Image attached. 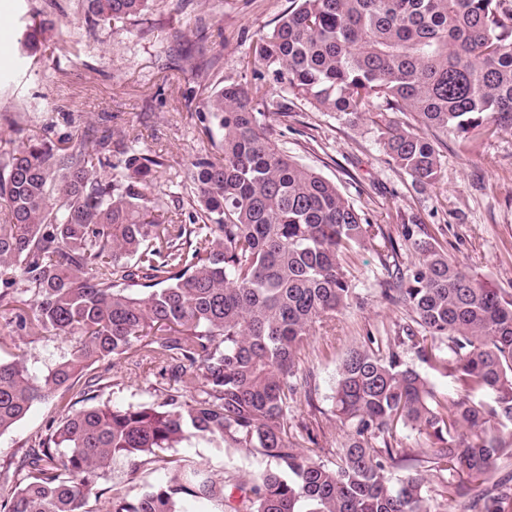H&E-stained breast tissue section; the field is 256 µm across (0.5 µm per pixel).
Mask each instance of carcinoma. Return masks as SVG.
Instances as JSON below:
<instances>
[{"label":"carcinoma","mask_w":512,"mask_h":512,"mask_svg":"<svg viewBox=\"0 0 512 512\" xmlns=\"http://www.w3.org/2000/svg\"><path fill=\"white\" fill-rule=\"evenodd\" d=\"M149 2L82 0L86 17L113 23ZM252 53L274 90L353 123L377 114L386 156L419 185L440 169L422 129L466 146L512 127V0H290ZM189 73L220 140L217 156L191 164L187 225L142 192L163 162L124 141L86 135L54 149L31 139L0 157V308L21 283L32 304L16 315L20 331L75 336L41 375L23 357L0 360V435L59 391L79 404L23 449L0 512H96L89 500L118 462L133 482L148 470L166 480L134 497L112 485L106 512H182L186 500L194 512L214 501L230 512H432L438 499L457 512H512V474L502 473L512 465V293L414 222L403 229L417 262L384 289L408 320L387 353L367 335L338 371L340 461L302 454L288 425L295 358L317 323L356 299L342 260L372 225L279 147L266 123L279 100ZM123 357L158 366L156 399L98 400ZM402 428L425 453L402 447ZM199 437L274 467L249 488L214 479L174 454Z\"/></svg>","instance_id":"1"}]
</instances>
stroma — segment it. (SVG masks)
I'll return each instance as SVG.
<instances>
[{"mask_svg":"<svg viewBox=\"0 0 512 512\" xmlns=\"http://www.w3.org/2000/svg\"><path fill=\"white\" fill-rule=\"evenodd\" d=\"M288 0H150L141 16L90 25L81 0H6L0 23L23 34L33 18L47 20L36 51L0 55V153L38 139L61 147L93 129L133 143L164 162L146 193L171 213L187 205V168L216 153L195 107L202 91L190 74L168 69L169 60L192 57L212 80L253 82L261 62L250 47L273 29ZM222 30V38L194 43L196 24ZM268 121L281 131V146L303 165L333 181L341 194L377 228L378 236L348 251L344 270L359 293L357 303L317 326L297 358V393L288 423L310 424L320 458L335 464L346 430L330 412V396L344 353L366 333L392 335L407 314L382 296L387 268L408 267L417 255L402 232L415 220L423 237L512 292V128L466 148L451 135L427 130L441 169L430 186L415 184L384 153L370 120L350 123L306 101L286 97ZM14 313L0 311V358L26 357L42 373L66 355L71 339L25 336ZM156 370L149 362L120 360L100 398L127 405L154 397ZM315 390L307 399V390ZM68 397L56 394L32 407L15 428L0 435V465L28 447L64 415ZM190 455L215 476L251 484L266 461L239 449L196 440Z\"/></svg>","mask_w":512,"mask_h":512,"instance_id":"stroma-1","label":"stroma"}]
</instances>
